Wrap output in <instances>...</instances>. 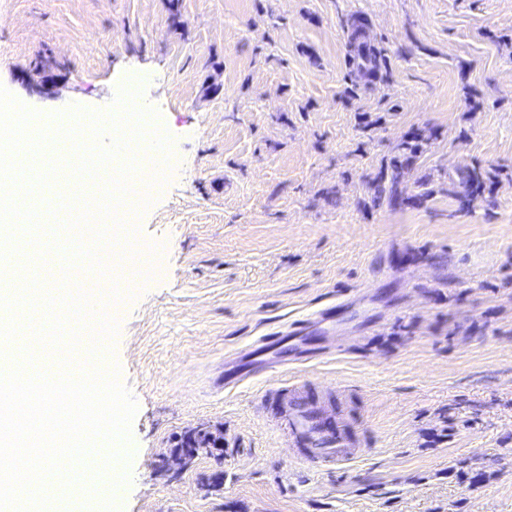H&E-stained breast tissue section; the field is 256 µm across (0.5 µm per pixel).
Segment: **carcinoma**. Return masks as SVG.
<instances>
[{
    "instance_id": "carcinoma-1",
    "label": "carcinoma",
    "mask_w": 512,
    "mask_h": 512,
    "mask_svg": "<svg viewBox=\"0 0 512 512\" xmlns=\"http://www.w3.org/2000/svg\"><path fill=\"white\" fill-rule=\"evenodd\" d=\"M346 34V72L344 93L351 99L361 96L370 88V77L382 81L389 78L392 71L391 56L384 46V41L370 36L364 19L348 16L342 24ZM431 139L426 131L419 129L399 142L394 155L385 160L379 173L368 177L371 189L369 205L379 208L383 204H405L413 202L422 205L434 194L428 187V181L409 183L410 172L414 169L417 158L422 152L423 144ZM487 172L479 165L465 167L459 171L457 179L448 182V195L471 203L478 200L486 186ZM194 449V455L200 453L221 455L223 447L209 437V432H202L198 447L185 440L181 435L174 441L173 449Z\"/></svg>"
}]
</instances>
